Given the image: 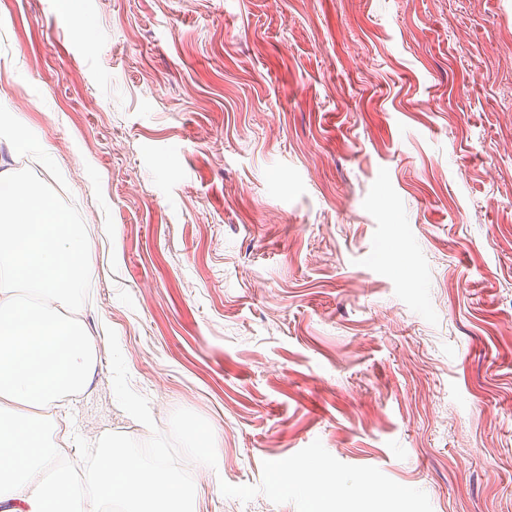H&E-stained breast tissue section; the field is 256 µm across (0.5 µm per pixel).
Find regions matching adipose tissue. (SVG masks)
Returning a JSON list of instances; mask_svg holds the SVG:
<instances>
[{
  "instance_id": "ef3b65f1",
  "label": "adipose tissue",
  "mask_w": 512,
  "mask_h": 512,
  "mask_svg": "<svg viewBox=\"0 0 512 512\" xmlns=\"http://www.w3.org/2000/svg\"><path fill=\"white\" fill-rule=\"evenodd\" d=\"M0 512H73L78 463L47 436L61 402L90 386L100 339L64 314L77 308L81 229L45 193L0 172ZM85 480L89 512H194L186 483L112 453L111 436Z\"/></svg>"
}]
</instances>
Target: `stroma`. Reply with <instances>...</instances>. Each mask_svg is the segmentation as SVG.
Segmentation results:
<instances>
[{
	"mask_svg": "<svg viewBox=\"0 0 512 512\" xmlns=\"http://www.w3.org/2000/svg\"><path fill=\"white\" fill-rule=\"evenodd\" d=\"M60 2L0 0V160L108 329L69 452L197 512H512V0Z\"/></svg>",
	"mask_w": 512,
	"mask_h": 512,
	"instance_id": "obj_1",
	"label": "stroma"
}]
</instances>
